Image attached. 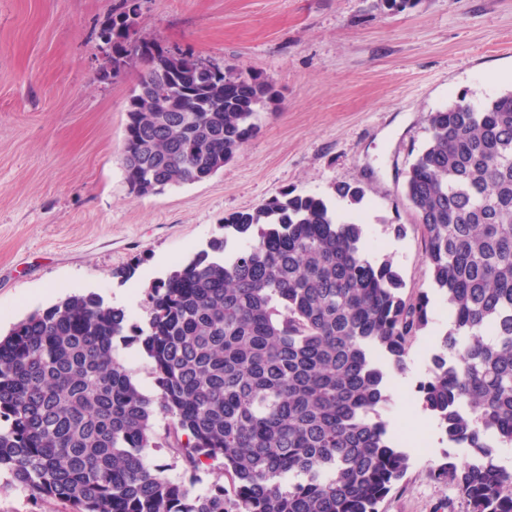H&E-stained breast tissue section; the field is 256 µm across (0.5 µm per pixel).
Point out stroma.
<instances>
[{
	"label": "stroma",
	"mask_w": 512,
	"mask_h": 512,
	"mask_svg": "<svg viewBox=\"0 0 512 512\" xmlns=\"http://www.w3.org/2000/svg\"><path fill=\"white\" fill-rule=\"evenodd\" d=\"M115 0H0V335L72 295L128 294L129 326L148 320L145 290L224 238V218L284 190L328 198L360 219L366 258L391 260L403 294L428 292V336L393 374L379 415L411 466L380 512H464L432 468L449 444L409 399L448 306L430 289L404 172L429 138L426 116L512 89V0H140L139 38L272 80L278 106L209 180L132 193L122 165L126 111L144 62L120 73L99 53ZM363 187L354 206L339 184ZM403 225L396 235L394 225ZM133 276H125L127 267ZM0 512H71L0 471Z\"/></svg>",
	"instance_id": "1"
}]
</instances>
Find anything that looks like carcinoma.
Returning a JSON list of instances; mask_svg holds the SVG:
<instances>
[{
    "mask_svg": "<svg viewBox=\"0 0 512 512\" xmlns=\"http://www.w3.org/2000/svg\"><path fill=\"white\" fill-rule=\"evenodd\" d=\"M117 0L112 72L149 64L127 110L122 159L138 195L205 180L231 162L279 99L270 81L136 38ZM168 57L156 66L155 57ZM430 136L405 172L432 288L451 327L435 335L415 393L448 442L438 476L466 512H512V90L426 117ZM354 205L365 190L341 184ZM256 233L202 251L147 288L138 329L159 394H143L116 355L126 314L75 294L0 337V470L72 512H379L409 456L379 420L391 372L430 323L428 293L403 296L389 260L364 257L365 231L316 194L284 191L224 230ZM169 419L163 430L157 416ZM195 476L213 461L226 482L205 493L150 466L145 451Z\"/></svg>",
    "mask_w": 512,
    "mask_h": 512,
    "instance_id": "1",
    "label": "carcinoma"
}]
</instances>
